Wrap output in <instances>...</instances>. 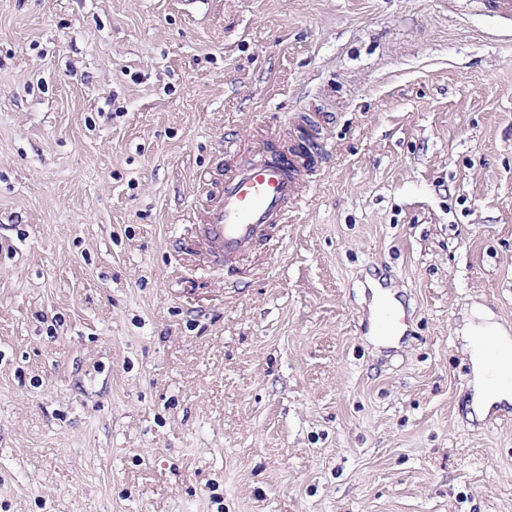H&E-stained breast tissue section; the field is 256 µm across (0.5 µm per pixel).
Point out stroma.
<instances>
[{
	"instance_id": "stroma-1",
	"label": "stroma",
	"mask_w": 512,
	"mask_h": 512,
	"mask_svg": "<svg viewBox=\"0 0 512 512\" xmlns=\"http://www.w3.org/2000/svg\"><path fill=\"white\" fill-rule=\"evenodd\" d=\"M304 115L284 223L231 272L189 250ZM477 304L512 332V26L479 0H0V512H512ZM474 374H475V411L481 416L487 413L495 406H505L512 404V386L509 385L508 378L512 376V359L506 358L496 375L493 378L485 367L483 359L474 351L471 355ZM495 380L496 385H492V380ZM489 387H493L492 391Z\"/></svg>"
}]
</instances>
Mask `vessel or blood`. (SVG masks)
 Returning a JSON list of instances; mask_svg holds the SVG:
<instances>
[{"label":"vessel or blood","instance_id":"obj_1","mask_svg":"<svg viewBox=\"0 0 512 512\" xmlns=\"http://www.w3.org/2000/svg\"><path fill=\"white\" fill-rule=\"evenodd\" d=\"M308 163L297 146L287 156L271 153L245 163L225 179L222 202L210 212L202 235L215 262L238 255L282 223L289 204L307 189L302 172Z\"/></svg>","mask_w":512,"mask_h":512}]
</instances>
